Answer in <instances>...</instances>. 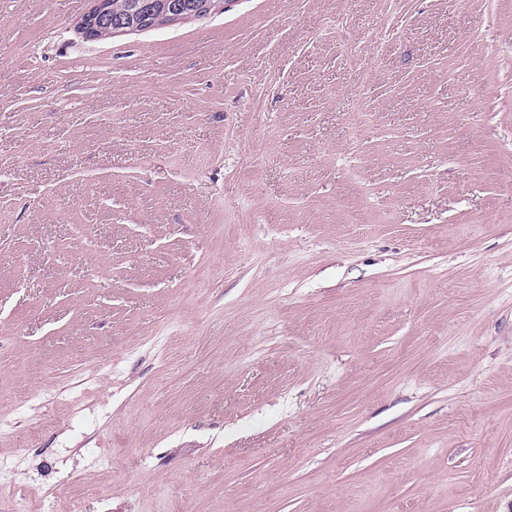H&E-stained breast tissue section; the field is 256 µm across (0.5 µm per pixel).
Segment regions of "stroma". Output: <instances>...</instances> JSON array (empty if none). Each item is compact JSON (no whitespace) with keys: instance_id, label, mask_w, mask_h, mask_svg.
Instances as JSON below:
<instances>
[{"instance_id":"35a3bbf8","label":"stroma","mask_w":512,"mask_h":512,"mask_svg":"<svg viewBox=\"0 0 512 512\" xmlns=\"http://www.w3.org/2000/svg\"><path fill=\"white\" fill-rule=\"evenodd\" d=\"M0 0V512H512V0ZM112 1V25L101 24L97 31L98 21L109 14L111 10L110 0H95L94 9L88 13L82 22L81 30L86 37L95 39H110L114 34L113 20L124 19L128 25L135 27L133 31H141L137 25L143 15L148 11L160 13L175 8L181 13V20L191 17H202L210 13L217 2L221 0H111Z\"/></svg>"}]
</instances>
